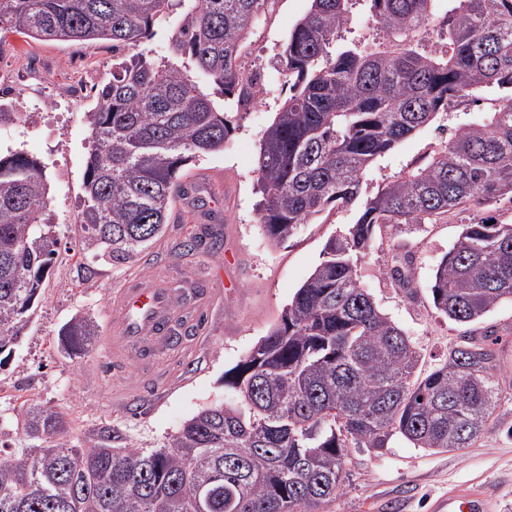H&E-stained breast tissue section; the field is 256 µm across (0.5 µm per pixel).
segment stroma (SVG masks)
<instances>
[{"instance_id": "35a3bbf8", "label": "stroma", "mask_w": 512, "mask_h": 512, "mask_svg": "<svg viewBox=\"0 0 512 512\" xmlns=\"http://www.w3.org/2000/svg\"><path fill=\"white\" fill-rule=\"evenodd\" d=\"M310 0H272L241 49L246 72L263 79V96L247 110L226 107L234 130L223 150L184 167L185 194L173 208L164 236L134 260L95 264L86 276L77 225L83 179L91 149L88 114L98 88L112 79V44L102 41H40L0 28V72L31 69L41 90L43 112L22 84L10 93L12 122L0 125V153L12 149L45 166L58 253L35 315L11 355L0 361V451L33 447L19 418L23 402L66 412L60 442L76 444L84 433L112 427L140 448L168 441L201 409L232 399L224 384L233 369L276 323L296 290L324 258L327 242L354 222V211L321 214L288 241L271 246L258 222L255 192L260 143L288 97L283 50ZM453 119L438 115L400 142L366 171L361 192L369 196L404 168L423 162ZM471 211L434 224H403L375 235L357 261V273L378 307L402 328L421 354L428 373L451 346L494 331L498 369L493 382L501 400L484 435L470 448L435 453L393 435L381 449L350 447L345 480L329 512H435V502L466 487L481 490L490 512H512V301L496 305L477 324L449 321L433 306L430 286L436 265L457 241ZM219 236L220 251L211 238ZM198 237L193 255L180 242ZM410 270L411 287L397 285L392 267ZM168 288L200 284L209 292L210 318L182 348L145 360H128L125 385L104 373L102 345L72 358L58 346L60 328L75 315L91 317L108 334L107 305L129 278Z\"/></svg>"}]
</instances>
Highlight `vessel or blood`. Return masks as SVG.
<instances>
[{"instance_id":"obj_1","label":"vessel or blood","mask_w":512,"mask_h":512,"mask_svg":"<svg viewBox=\"0 0 512 512\" xmlns=\"http://www.w3.org/2000/svg\"><path fill=\"white\" fill-rule=\"evenodd\" d=\"M181 298L172 288L124 286L112 309L115 338L105 346L111 361L121 364L127 351L160 342ZM437 508L439 512H486L487 500L483 494L461 489L440 500Z\"/></svg>"}]
</instances>
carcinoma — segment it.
Returning a JSON list of instances; mask_svg holds the SVG:
<instances>
[{
	"instance_id": "carcinoma-1",
	"label": "carcinoma",
	"mask_w": 512,
	"mask_h": 512,
	"mask_svg": "<svg viewBox=\"0 0 512 512\" xmlns=\"http://www.w3.org/2000/svg\"><path fill=\"white\" fill-rule=\"evenodd\" d=\"M446 2L443 49L425 23ZM268 0H0V28L37 40L112 41V81L88 113L92 147L79 224L91 263L123 264L165 231L189 161L224 148L233 126L189 75L239 108L257 75L240 43ZM352 0H311L284 48L291 95L261 143L259 223L275 246L318 215L357 211L280 321L230 381L236 399L188 420L159 448L102 427L71 447L0 452V512H327L344 481L345 448H382L399 434L417 448H467L500 401L494 356L478 344L448 350L418 373L420 354L373 302L356 270L376 230L477 212L433 274L435 309L480 321L512 301V224L481 209L512 202V0H367L371 43L347 41ZM160 61L142 46L172 14ZM496 96L483 118L468 106ZM444 113L453 132L427 160L361 197L378 158ZM44 166L0 155V355L26 328L57 253ZM84 317L59 330L65 354L97 342ZM31 439L68 430L67 414L20 409Z\"/></svg>"
}]
</instances>
